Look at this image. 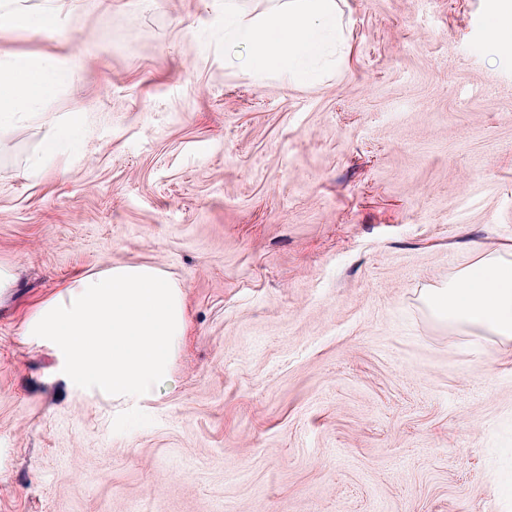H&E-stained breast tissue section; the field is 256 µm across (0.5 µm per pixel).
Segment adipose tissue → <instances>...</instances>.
<instances>
[{
  "label": "adipose tissue",
  "instance_id": "obj_1",
  "mask_svg": "<svg viewBox=\"0 0 512 512\" xmlns=\"http://www.w3.org/2000/svg\"><path fill=\"white\" fill-rule=\"evenodd\" d=\"M224 33L244 45V65L274 71L299 85L317 82V65L342 41L337 0H285L252 22L241 21L231 0L224 4ZM67 78L57 57L22 58L0 51V132L37 118L48 131L32 158L35 171L65 174L86 130V115L51 113ZM426 303L440 319L461 322L512 340V266L478 262ZM189 330L182 285L144 263L82 273L35 303L23 322L30 341L51 348L70 388L112 397L136 411L169 379Z\"/></svg>",
  "mask_w": 512,
  "mask_h": 512
}]
</instances>
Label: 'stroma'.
<instances>
[{"label": "stroma", "instance_id": "35a3bbf8", "mask_svg": "<svg viewBox=\"0 0 512 512\" xmlns=\"http://www.w3.org/2000/svg\"><path fill=\"white\" fill-rule=\"evenodd\" d=\"M500 0H339L315 88L230 67L224 0H65L51 53L88 115L66 174L0 137V512H512V341L426 294L512 262ZM145 262L184 287L173 376L137 417L70 393L28 308ZM510 2V1H503ZM488 27L491 31V44L500 50L503 45L512 43V5L510 2L509 13L506 16L495 14L489 21Z\"/></svg>", "mask_w": 512, "mask_h": 512}]
</instances>
